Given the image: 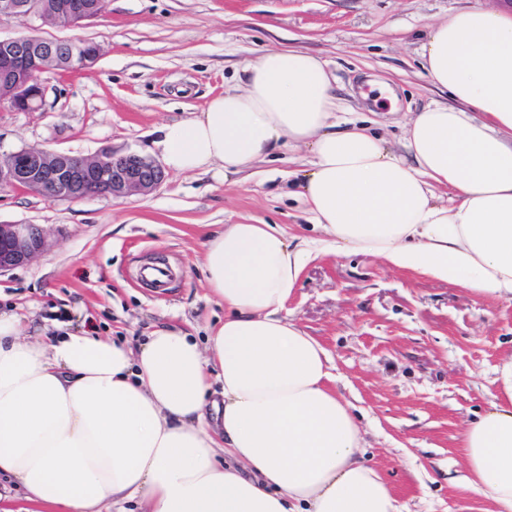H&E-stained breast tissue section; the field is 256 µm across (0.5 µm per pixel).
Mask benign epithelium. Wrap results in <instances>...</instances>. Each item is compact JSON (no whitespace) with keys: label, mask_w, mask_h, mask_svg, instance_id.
Returning a JSON list of instances; mask_svg holds the SVG:
<instances>
[{"label":"benign epithelium","mask_w":512,"mask_h":512,"mask_svg":"<svg viewBox=\"0 0 512 512\" xmlns=\"http://www.w3.org/2000/svg\"><path fill=\"white\" fill-rule=\"evenodd\" d=\"M88 0H55L48 18L31 0H0V18L35 15L43 22L78 27L98 16ZM83 40H31L29 35L0 40V103L31 112L45 103L40 74L60 57L74 56ZM164 180L154 161L135 153L104 151L73 156L38 147L22 148L0 158V189L24 188L54 199L118 198L153 191ZM49 248L39 224H0V276L29 264Z\"/></svg>","instance_id":"7a95c632"}]
</instances>
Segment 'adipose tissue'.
<instances>
[{"label":"adipose tissue","instance_id":"obj_1","mask_svg":"<svg viewBox=\"0 0 512 512\" xmlns=\"http://www.w3.org/2000/svg\"><path fill=\"white\" fill-rule=\"evenodd\" d=\"M421 58L451 101L413 116L402 157L365 128H339L326 63L293 48L266 50L245 64L244 88L163 127L175 172L230 177L309 146L298 196L324 235L276 224L209 235L205 279L226 313L204 347L159 329L134 351L65 324L33 341L20 315L0 312V475L25 500L50 512L138 496L150 512H400L365 461L328 351L284 311L311 258L345 249L512 295V15L459 11L430 27ZM493 384L462 431L463 480L491 512H512V356Z\"/></svg>","mask_w":512,"mask_h":512}]
</instances>
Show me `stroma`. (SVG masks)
Segmentation results:
<instances>
[{
    "label": "stroma",
    "mask_w": 512,
    "mask_h": 512,
    "mask_svg": "<svg viewBox=\"0 0 512 512\" xmlns=\"http://www.w3.org/2000/svg\"><path fill=\"white\" fill-rule=\"evenodd\" d=\"M497 0H106L76 28L30 17L0 21V38L35 34L100 45L82 70L43 74L36 112L0 107V156L40 147L75 156L134 152L162 162V126L192 118L213 97L244 85L263 50L297 48L327 62L337 116L365 121L394 153L406 123L448 101L424 76L430 25ZM308 148L285 145L251 173L215 165L166 171L145 195L79 201L0 191V222L41 224L52 248L0 277V308L25 318V335L53 325L96 331L138 349L174 327L206 344L224 307L202 270L210 232L276 224L320 237L295 192ZM162 261L175 279L144 287L142 266ZM288 318L329 352L336 386L355 407L369 462L401 512H488L460 482V432L489 406L494 370L512 353V298L478 294L360 252L321 254L303 270Z\"/></svg>",
    "instance_id": "stroma-1"
}]
</instances>
